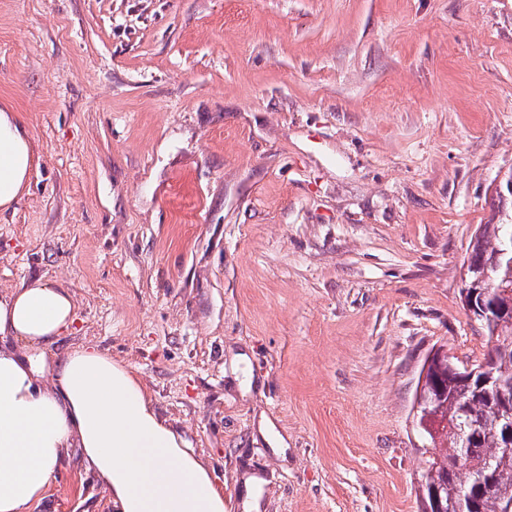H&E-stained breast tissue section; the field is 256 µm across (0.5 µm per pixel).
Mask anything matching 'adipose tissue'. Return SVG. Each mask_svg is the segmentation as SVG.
Segmentation results:
<instances>
[{"label":"adipose tissue","mask_w":512,"mask_h":512,"mask_svg":"<svg viewBox=\"0 0 512 512\" xmlns=\"http://www.w3.org/2000/svg\"><path fill=\"white\" fill-rule=\"evenodd\" d=\"M33 140L0 106V213L28 190ZM70 288L41 278L0 292V512H34L71 449L105 487L112 512H224V492L162 418L141 380L92 345L50 354L70 334Z\"/></svg>","instance_id":"ef3b65f1"}]
</instances>
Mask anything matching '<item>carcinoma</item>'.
I'll return each mask as SVG.
<instances>
[{"label":"carcinoma","mask_w":512,"mask_h":512,"mask_svg":"<svg viewBox=\"0 0 512 512\" xmlns=\"http://www.w3.org/2000/svg\"><path fill=\"white\" fill-rule=\"evenodd\" d=\"M512 236V219L482 224L472 242L470 260L490 288L484 299L493 348L481 365L457 361L427 376L425 385L440 390L430 406L435 432L422 431L432 445L422 473L423 493L455 491L461 512H512L501 491L512 490V438L505 435L503 417L512 412L494 389H512V313L497 310L512 304V255L497 257Z\"/></svg>","instance_id":"1"}]
</instances>
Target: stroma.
Listing matches in <instances>:
<instances>
[{
	"instance_id": "35a3bbf8",
	"label": "stroma",
	"mask_w": 512,
	"mask_h": 512,
	"mask_svg": "<svg viewBox=\"0 0 512 512\" xmlns=\"http://www.w3.org/2000/svg\"><path fill=\"white\" fill-rule=\"evenodd\" d=\"M5 100L36 156L0 290L70 288L60 347L131 367L224 512H420L424 359L490 349L461 289L512 0H0ZM104 501L73 454L39 512Z\"/></svg>"
}]
</instances>
